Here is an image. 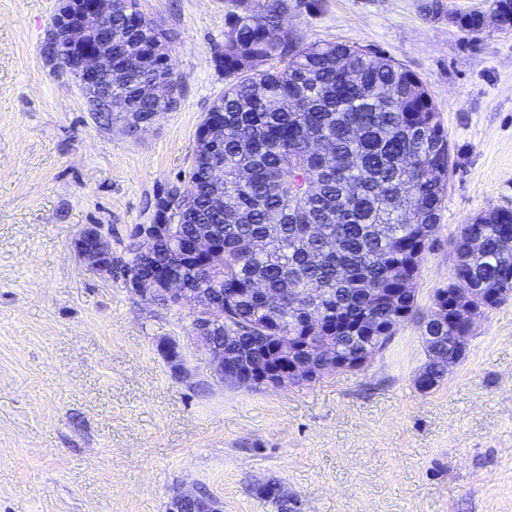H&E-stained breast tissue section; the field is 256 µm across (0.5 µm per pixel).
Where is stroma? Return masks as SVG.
<instances>
[{
  "instance_id": "35a3bbf8",
  "label": "stroma",
  "mask_w": 512,
  "mask_h": 512,
  "mask_svg": "<svg viewBox=\"0 0 512 512\" xmlns=\"http://www.w3.org/2000/svg\"><path fill=\"white\" fill-rule=\"evenodd\" d=\"M426 0H288L304 42L383 51L419 75L453 172L413 284L420 317L454 278L453 241L512 209V33L468 36ZM171 31L176 109L147 128L99 120L45 60L57 0H0V512H166L205 485L222 512H512V298L487 312L440 387L420 392L418 320L364 368L300 386L230 388L189 339V311L145 304L87 270L74 241L114 252L185 180L198 126L224 91L215 58L229 0H138ZM183 351L174 368L158 345ZM280 483L275 480H267L255 486V492L269 501L276 512H297L296 500L285 497Z\"/></svg>"
}]
</instances>
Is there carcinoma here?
Instances as JSON below:
<instances>
[{"label":"carcinoma","mask_w":512,"mask_h":512,"mask_svg":"<svg viewBox=\"0 0 512 512\" xmlns=\"http://www.w3.org/2000/svg\"><path fill=\"white\" fill-rule=\"evenodd\" d=\"M288 0H231L224 49V93L211 118L224 126L221 145L196 140L183 197L158 195L156 215L174 225L155 262L129 245L144 277L183 270L182 248L194 235L224 247V262L202 281L224 293L220 342L229 363L224 383L253 387V361L278 368L283 345L295 338L319 347L328 337L336 355L353 361L382 353L416 310L415 296L389 293L416 278L432 248L452 170L448 137L427 85L380 51L342 43H304L283 23ZM512 32V0H484L456 19L467 35L485 32V16ZM112 35L123 51L112 57V113L134 128L131 113L172 109L155 93L176 82L173 60L156 47L170 35L145 19L138 0L113 4ZM143 61L134 73L126 60ZM279 67L267 69L270 61ZM512 210L488 208L454 241L455 281L434 303L449 315L422 323L425 361L415 386L428 392L448 375L455 337L468 335L460 309H493V292L512 280ZM255 492L276 512H298L280 483Z\"/></svg>","instance_id":"carcinoma-1"}]
</instances>
